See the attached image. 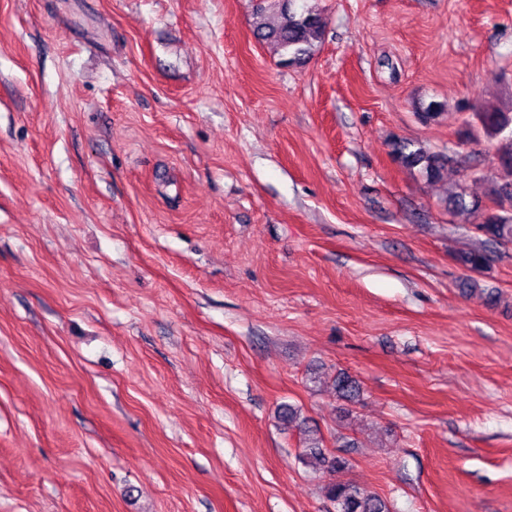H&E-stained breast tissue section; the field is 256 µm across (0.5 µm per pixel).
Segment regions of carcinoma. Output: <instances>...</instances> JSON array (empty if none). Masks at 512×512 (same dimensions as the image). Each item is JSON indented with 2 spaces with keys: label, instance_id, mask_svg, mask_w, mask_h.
<instances>
[{
  "label": "carcinoma",
  "instance_id": "obj_1",
  "mask_svg": "<svg viewBox=\"0 0 512 512\" xmlns=\"http://www.w3.org/2000/svg\"><path fill=\"white\" fill-rule=\"evenodd\" d=\"M253 15L261 17L272 13L280 18L275 25L259 23L254 27V37L272 46L279 55V63L285 66L303 64L321 43L324 17L317 9L299 0H252ZM480 120L491 137L503 136L512 139V114L489 110L479 113ZM390 155L393 160L410 169H416L429 181H441L447 177L452 159L445 154L433 152L426 147L401 139H393ZM500 173L490 182L489 194L496 210L487 213L482 223L476 225L483 236L482 246L462 251L455 256L458 265L469 271L485 268L490 260V249L512 244V149L499 157ZM449 208L461 215L476 209L466 202L465 187L457 183L447 196ZM336 399L348 404L361 400L362 387L359 380L344 370L332 377ZM280 418L287 424L298 423L303 435L304 449L300 460L324 476L323 493L336 507V512H389L384 499L366 494L359 488L336 481L334 475L350 465L349 459L327 450L323 440L300 419L296 408L284 404Z\"/></svg>",
  "mask_w": 512,
  "mask_h": 512
}]
</instances>
